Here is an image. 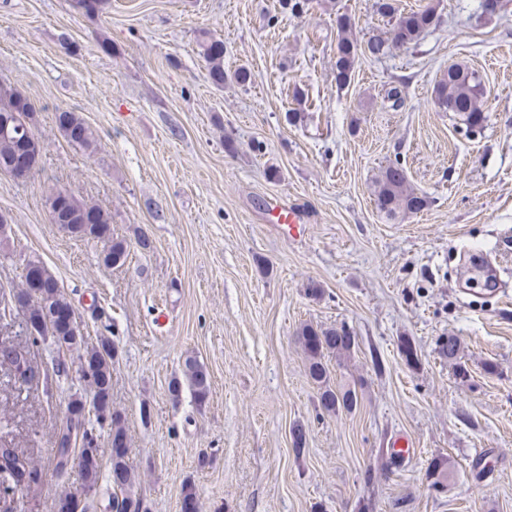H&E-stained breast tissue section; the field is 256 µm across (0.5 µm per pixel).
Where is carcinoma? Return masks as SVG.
I'll list each match as a JSON object with an SVG mask.
<instances>
[{
    "label": "carcinoma",
    "instance_id": "obj_1",
    "mask_svg": "<svg viewBox=\"0 0 512 512\" xmlns=\"http://www.w3.org/2000/svg\"><path fill=\"white\" fill-rule=\"evenodd\" d=\"M72 7L87 16L94 17L106 12L109 0H71ZM377 11L383 16L397 15L395 34L385 38L372 37L360 44L348 36L352 28L349 16H337V25L342 33L336 45L335 81L338 87L345 86L351 78L359 56L385 55L392 47H410L417 43L421 34L432 26L434 9L425 7L396 14L392 0H377ZM200 54L208 65L209 78L213 85L224 86V41L204 32L199 39ZM484 86L480 75L463 63L448 66L446 74L434 89L436 104L445 112H453L460 124L477 131L485 120L481 99ZM26 97L19 91L4 84L0 85V113L13 112L23 108ZM55 122L67 141L86 150H94L96 139L91 128L74 111L62 110L55 114ZM27 131L5 135L0 132V164L22 149ZM376 205L389 218L400 214L418 213L427 205V198L408 186L406 169L400 160L387 164L376 184ZM64 219L60 228L76 239L93 238L104 243L102 262L107 267L119 268L126 264L129 249L125 240L112 234V216L101 207L80 200L70 194L60 209ZM21 287L16 296L23 301L26 310L25 330L32 342L49 339L55 346L54 374L67 375L68 363L64 353L79 352V375L90 397L75 395L68 402L67 411L75 420L86 421L87 415L94 414L96 425L87 424L77 432L66 428L55 436L57 469L63 471V460L79 448L80 471L86 488L94 487L101 475L97 463L98 436L96 428L108 429L111 436L112 454L108 482L114 495L112 508L117 512H144L141 499L132 495L133 473L128 464L129 439L125 417L112 407V364L117 350L107 336L98 337L97 343L88 344L82 330H74L66 313L74 306L64 295L54 274L39 260L26 264ZM306 357L309 379L318 388V403L322 411L336 414L340 411L353 412L358 406V394L351 388L335 389L330 384V370L326 362L329 356L341 357L351 353L358 345L349 331L344 328L318 327L305 323L296 334ZM440 352L453 362L461 375H466L459 339L446 336L440 342ZM188 390L198 407L208 403L211 382L205 366L194 356L184 360L181 376L174 378L169 391L175 398ZM450 462L444 456L434 458L427 468L429 487L435 491L446 487ZM39 472L34 465L20 456L16 449L0 446V485L12 481L30 484L38 480Z\"/></svg>",
    "mask_w": 512,
    "mask_h": 512
}]
</instances>
